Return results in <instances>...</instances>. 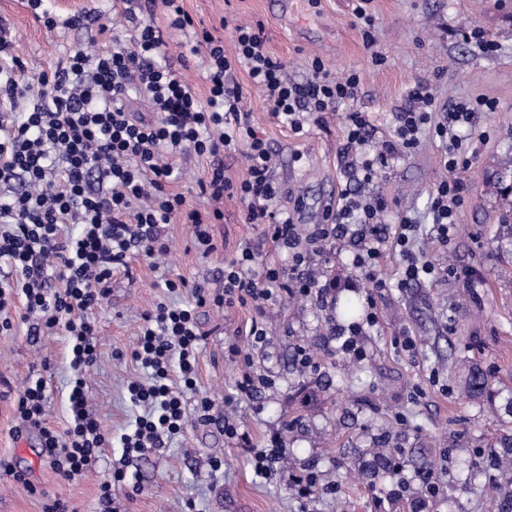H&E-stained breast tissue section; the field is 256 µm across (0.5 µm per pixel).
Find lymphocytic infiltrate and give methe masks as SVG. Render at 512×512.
Returning <instances> with one entry per match:
<instances>
[{
  "instance_id": "1",
  "label": "lymphocytic infiltrate",
  "mask_w": 512,
  "mask_h": 512,
  "mask_svg": "<svg viewBox=\"0 0 512 512\" xmlns=\"http://www.w3.org/2000/svg\"><path fill=\"white\" fill-rule=\"evenodd\" d=\"M122 2L133 25L129 43L116 38L105 50L74 49L53 72L32 77L18 57L0 60V333L12 328L6 312L19 293L27 312L39 316L36 330L65 329L72 372L68 427L59 432L44 426L47 382L41 374L28 378L16 405L22 424L39 428L49 466L65 481L83 473L111 441L89 409L86 390L85 376L98 358L92 313L107 300L113 276L128 271L133 257L155 260L169 253L163 225L182 219L193 226L204 252H212L208 226L224 217L217 204L235 196L245 206L246 223L264 225L271 241L287 252L288 264L258 263L246 249L225 263L221 291L183 278L165 280L167 291L189 290L191 301L182 307L160 303L142 314L132 357L149 379L129 381L127 394L147 413L121 437L128 454L162 447L187 427L185 396L196 386L203 340L199 308L256 305L268 299L272 286L310 295L312 256L333 234L349 237L353 266L376 287L384 285L375 272L387 253L403 262L400 287L433 276L434 267L413 248L415 224L404 216L395 231H387L382 219L388 202L365 187L400 150L415 148L422 130H433L448 176L436 185L431 208L436 239L447 242L465 191L455 176L466 164L455 129L472 123L475 113L496 109L490 99L441 107L429 85L415 84L408 107L395 116L393 143L372 155L365 150L369 121L353 106L356 76L332 78L316 60L310 77L297 82L269 53L263 25L237 26L230 57L223 39L211 31L192 32L193 20L180 0ZM160 8L171 14V28L191 30L190 53L207 63L206 97H198L192 83L167 62L169 37L152 21ZM240 68L268 101L272 117L296 132L303 129V114L349 104L341 154L352 185L341 189L340 204L328 208L326 226L301 234L279 209L283 190L272 175V151L241 109L243 89L235 77ZM134 91L148 95L154 119L128 112ZM236 144L248 164L246 178L238 182L224 173V152ZM188 150L209 160L208 174L197 187L200 197L214 202L213 210L194 208L183 194L168 190L171 159ZM18 178L24 191H10L9 183ZM71 224L79 226L78 234L68 233Z\"/></svg>"
}]
</instances>
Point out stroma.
I'll return each mask as SVG.
<instances>
[{"instance_id":"35a3bbf8","label":"stroma","mask_w":512,"mask_h":512,"mask_svg":"<svg viewBox=\"0 0 512 512\" xmlns=\"http://www.w3.org/2000/svg\"><path fill=\"white\" fill-rule=\"evenodd\" d=\"M59 19L46 28L26 0H0V39L20 57L27 74L55 69L74 47L99 49L110 44L112 30H127L113 15L112 0H51ZM356 0H183L196 27L224 40L235 52V28L263 23L267 47L286 66L290 78L303 81L321 60L333 76L356 74L357 107L372 124L368 147L378 150L394 136L395 114L415 83L431 84L439 104L451 100H495L493 112L477 113L464 142L468 164L457 175L465 200L456 215L458 232L447 244L431 243L434 215L430 195L445 175L440 142L431 131L419 145L400 153L382 169L375 186L386 195L388 224L400 217L417 226V245L436 267V277L398 287L401 259L379 261L386 280L374 287L352 266L348 243L327 240L312 258L322 298H291L277 293L256 317L252 306L200 309L204 341L199 351V399L212 403V421L192 419L184 434L142 455H125L120 437L131 432L142 408L129 401L126 385L140 378L131 356L144 311L157 303H182L161 288L162 279L201 281L215 290L224 285V262L242 249L258 262L283 263L287 254L265 237L262 227L243 221L244 205L224 198L221 223L209 232L216 251L206 254L195 243L193 227L165 225L169 262L154 268L135 257L130 275L112 279L108 299L97 310V363L87 377L91 408L112 444L96 463L71 481L60 480L48 465V451L37 429L20 427L15 405L33 369L45 371L48 400L45 423L64 430L69 423L67 394L70 348L64 331L33 336L24 321L23 302L10 310L13 329L0 334V512H47L53 500L66 501L71 512H99L101 485L112 470L124 467L139 490H116V512H411L422 495L420 465L438 475L443 492L427 512H500L494 491L496 472L468 471L481 454L476 440L491 442L512 434L506 397L512 393V0H367L375 19L376 43L366 50L354 16ZM94 8L107 33L73 30L65 20ZM483 30L498 42L496 53L480 51L471 34ZM236 78L252 125L275 153L273 175L283 189L280 204L290 210L301 232L324 223L345 184L340 148L345 139L341 115L322 122L305 121L297 133L270 114L262 94L245 71ZM180 169L173 191L188 204L209 208L196 183L208 170L206 158L187 152L176 156ZM378 321L361 338L365 356L356 361L342 351L339 332L363 322L367 311ZM267 335L253 345L251 323ZM239 355H232L230 346ZM318 364L307 371L297 365V347ZM271 387L251 397L235 390L241 354ZM479 364L492 378L491 398L469 400L459 394L458 368ZM231 413L246 440H230L220 423ZM284 432L288 464L258 476L252 451L266 447L270 435ZM386 446L404 466L402 476L375 481L372 451ZM224 461L213 470V458ZM23 472L26 483L13 480ZM314 473L309 497L292 486L293 474ZM407 478L409 490L399 486Z\"/></svg>"}]
</instances>
